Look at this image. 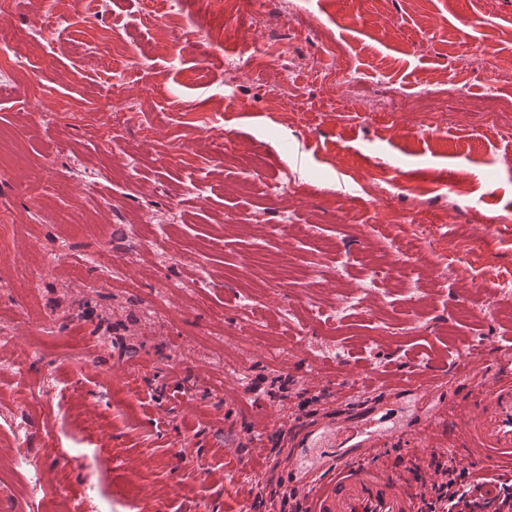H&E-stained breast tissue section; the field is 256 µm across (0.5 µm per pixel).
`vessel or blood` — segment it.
<instances>
[{"label": "vessel or blood", "mask_w": 512, "mask_h": 512, "mask_svg": "<svg viewBox=\"0 0 512 512\" xmlns=\"http://www.w3.org/2000/svg\"><path fill=\"white\" fill-rule=\"evenodd\" d=\"M456 356L450 374L465 382L463 394L447 390L440 378L375 385L352 375L348 381L364 401L360 411L289 426V447L319 451L316 466L298 482L304 512H419L415 482L374 461L380 449L405 440L480 468L471 497L497 500L499 480L485 470L512 468V350L479 352L465 344Z\"/></svg>", "instance_id": "vessel-or-blood-1"}]
</instances>
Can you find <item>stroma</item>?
<instances>
[{
  "mask_svg": "<svg viewBox=\"0 0 512 512\" xmlns=\"http://www.w3.org/2000/svg\"><path fill=\"white\" fill-rule=\"evenodd\" d=\"M177 2L169 35L141 0H80L63 22L59 0H0V512H240L268 432L300 411L231 365L292 378L325 414L346 373L431 377L458 340L512 341V112L419 98H481L485 48L512 96V0ZM254 42L262 65H237ZM331 42L361 94L335 84ZM392 258L427 286L417 302L371 287ZM474 301L484 318L460 315ZM20 421L29 457L66 453L33 499Z\"/></svg>",
  "mask_w": 512,
  "mask_h": 512,
  "instance_id": "stroma-1",
  "label": "stroma"
}]
</instances>
